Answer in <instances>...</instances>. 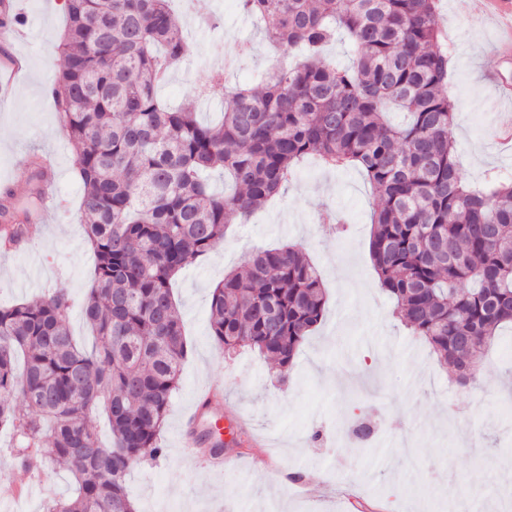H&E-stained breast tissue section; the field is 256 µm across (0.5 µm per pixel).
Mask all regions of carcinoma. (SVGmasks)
Masks as SVG:
<instances>
[{
    "mask_svg": "<svg viewBox=\"0 0 512 512\" xmlns=\"http://www.w3.org/2000/svg\"><path fill=\"white\" fill-rule=\"evenodd\" d=\"M438 2L240 0L305 61L272 69L260 90L213 72L224 116L205 124L195 106L158 97L189 51L169 0H67L53 94L96 259L83 309L96 345H77L62 289L0 306V430L21 467L62 463L75 478L46 512H135L129 463L167 453L160 433L188 356L171 280L307 156L362 172L380 197L369 252L382 290L459 381L476 380L474 358L512 324V182H464ZM339 31L354 47L348 67L324 59ZM391 107L408 121L388 123ZM214 173L231 192L214 190ZM326 308L302 248L261 249L214 287L211 330L222 350L247 346L289 368ZM98 411L108 448L87 424Z\"/></svg>",
    "mask_w": 512,
    "mask_h": 512,
    "instance_id": "carcinoma-1",
    "label": "carcinoma"
}]
</instances>
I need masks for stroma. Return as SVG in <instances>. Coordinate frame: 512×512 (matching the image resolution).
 <instances>
[{"label": "stroma", "instance_id": "35a3bbf8", "mask_svg": "<svg viewBox=\"0 0 512 512\" xmlns=\"http://www.w3.org/2000/svg\"><path fill=\"white\" fill-rule=\"evenodd\" d=\"M52 2L21 0L32 35L15 47L28 60L26 72L0 93V180L10 181L17 203H25L30 173L22 158L37 149L54 153L68 213H43L41 234L31 245L0 251V304L37 300L64 287L75 303L72 332L88 347L92 338L79 306L95 257L78 216L82 186L74 154L46 91L63 67L56 44L66 23ZM213 15L223 19L215 30L206 24ZM440 15L456 38L448 89L463 177L471 185L512 180V143L494 137L498 122H512V105L496 90L500 78L512 81V52L496 51L479 0L467 7L462 0H440ZM183 25L189 53L160 95L176 105L207 86L199 118L217 120L224 91L207 85L212 66L226 49L249 42L252 50L238 60L230 81L252 86L275 64L271 47L236 0H192ZM377 204L359 170H327L305 160L275 199L246 223L228 224L223 242L174 278L189 355L161 431L166 455L139 462L127 477L140 512H447L451 500H480L485 512H512V473L496 468L512 458V418L503 408L512 361L502 351L512 330L503 329L499 345L482 352L476 383L452 381L428 344L396 317L391 298L374 286L367 243ZM328 210L346 218V235L320 223ZM288 243L303 247L328 295L327 312L293 367L281 369L247 348L233 354L217 349L209 322L213 286L256 250ZM214 381L224 384L225 425L245 424L225 446L221 467L209 466L200 449L179 447L175 437L197 393ZM444 400L454 411L442 416ZM361 419L382 430L379 464L359 450L353 428ZM9 445L1 434L0 475L18 492L0 497V512H45L71 491L65 468L30 474L16 466Z\"/></svg>", "mask_w": 512, "mask_h": 512}]
</instances>
